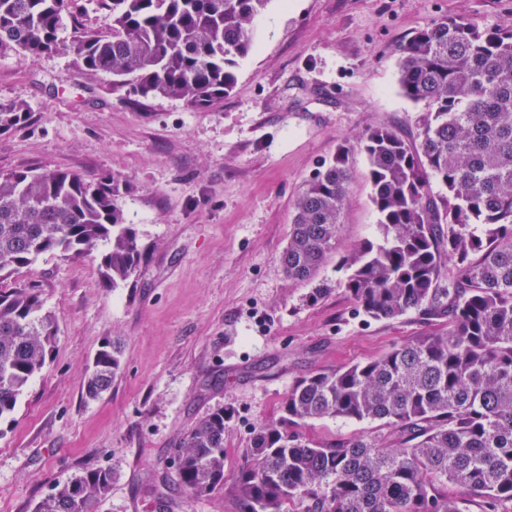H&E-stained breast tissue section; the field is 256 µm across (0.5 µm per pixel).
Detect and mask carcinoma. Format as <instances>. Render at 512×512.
I'll use <instances>...</instances> for the list:
<instances>
[{"instance_id":"obj_1","label":"carcinoma","mask_w":512,"mask_h":512,"mask_svg":"<svg viewBox=\"0 0 512 512\" xmlns=\"http://www.w3.org/2000/svg\"><path fill=\"white\" fill-rule=\"evenodd\" d=\"M269 2L94 0L110 20L103 32L78 21L81 0H0V55L68 48L81 74L108 76L114 90L209 106L232 90ZM399 86L425 110L411 138L381 126L358 141L382 240L340 258L342 287L369 318L423 309L448 317V330L298 379L237 472L244 512H460L450 483L512 502V28L435 21L400 46ZM29 117L22 103L0 105V134ZM350 177L341 145L297 197L280 257L288 280L310 282L330 260ZM119 193L110 174L0 172V420L51 360L58 336L39 291L4 282L45 253L79 258L102 245V277L114 288L127 281L142 254ZM121 366V352L103 343L87 396L106 391ZM326 418L378 420L405 439L336 444L297 431ZM230 419L214 410L181 442L179 488L189 498L224 490ZM111 482L107 469L88 471L56 485L33 512H99Z\"/></svg>"}]
</instances>
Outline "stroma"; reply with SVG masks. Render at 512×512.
Here are the masks:
<instances>
[{
  "label": "stroma",
  "mask_w": 512,
  "mask_h": 512,
  "mask_svg": "<svg viewBox=\"0 0 512 512\" xmlns=\"http://www.w3.org/2000/svg\"><path fill=\"white\" fill-rule=\"evenodd\" d=\"M512 27V0H270L254 45L220 103L191 108L81 78L71 55L0 56V103L31 118L0 135V171L118 177V204L143 259L119 287L100 253L40 256L15 286L40 288L59 324L53 360L0 421V512H32L57 484L94 468L112 473L100 512H240L232 480L255 429L277 419L307 374L378 357L446 330L448 319L410 311L360 314L328 262L308 283L280 267L293 203L338 144L351 146L352 181L337 256L379 241L368 129L416 131L422 105L399 87V46L444 17ZM123 367L99 399L84 382L103 341ZM231 412L223 493L190 500L176 452L196 420ZM316 441L363 437L397 445L380 422L323 419Z\"/></svg>",
  "instance_id": "1"
}]
</instances>
